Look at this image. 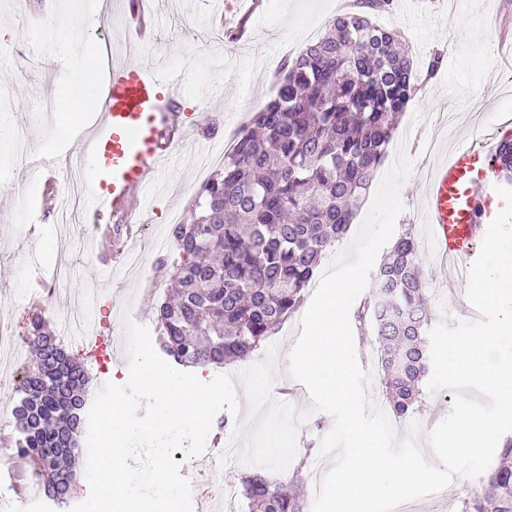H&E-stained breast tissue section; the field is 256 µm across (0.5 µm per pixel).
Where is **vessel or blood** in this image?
<instances>
[{"label": "vessel or blood", "instance_id": "obj_1", "mask_svg": "<svg viewBox=\"0 0 512 512\" xmlns=\"http://www.w3.org/2000/svg\"><path fill=\"white\" fill-rule=\"evenodd\" d=\"M179 82L178 73L151 60L111 66L102 111L83 138L81 164L89 172L111 170L112 179L105 196L89 180L88 208L108 205L124 223L136 222L160 158L182 137L181 116L163 93ZM492 155L486 148L457 146L424 184L426 222L442 256L457 270L467 269L482 225L494 217Z\"/></svg>", "mask_w": 512, "mask_h": 512}]
</instances>
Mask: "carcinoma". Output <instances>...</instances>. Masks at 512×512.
Returning <instances> with one entry per match:
<instances>
[{
	"instance_id": "1",
	"label": "carcinoma",
	"mask_w": 512,
	"mask_h": 512,
	"mask_svg": "<svg viewBox=\"0 0 512 512\" xmlns=\"http://www.w3.org/2000/svg\"><path fill=\"white\" fill-rule=\"evenodd\" d=\"M392 0H358L327 34L277 69L273 92L203 187L188 222L172 228L180 254L176 297L157 306L162 350L181 365L245 360L304 301L326 252L347 233L414 95L415 70L401 34L372 20ZM496 177L512 187V136L494 151ZM424 282L412 229L379 267L375 291L354 311L378 343L383 392L395 416L412 414L429 374ZM49 333L35 319L29 347L53 367ZM86 375L68 362L35 385L24 380L13 415L14 453L48 497L68 496L82 454ZM286 481L266 471L239 478L249 512H305ZM465 512H512V435Z\"/></svg>"
}]
</instances>
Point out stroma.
Instances as JSON below:
<instances>
[{
  "mask_svg": "<svg viewBox=\"0 0 512 512\" xmlns=\"http://www.w3.org/2000/svg\"><path fill=\"white\" fill-rule=\"evenodd\" d=\"M134 0H0V311L15 335L28 337L34 317L63 349L81 363L88 393L96 395L105 382L125 384L129 378L125 327L134 322L160 331L156 306L172 291L169 271L156 267L154 242L169 236L166 211L190 217L200 192L195 158L201 143H230L250 127L255 113L272 91L274 74L285 56H295L322 36L343 0H146L154 19L156 38L133 45L127 27ZM223 20L226 38L214 44L212 25ZM379 25L401 33L418 63L417 91L408 103L390 143L385 167H392L399 150L414 160L400 190L403 212L395 234L412 229L423 270L425 298L432 323L442 317L478 320L466 298V281L447 284V272L431 256L423 215L426 171L447 159L458 144L492 146L512 134V69L501 60L497 33L512 23V0H393L379 13ZM85 41L111 40L124 57H145L177 72L180 83L171 96L190 134L175 157L162 161V172L151 192L138 226L120 237L122 246L139 253L153 288L141 277L109 275L100 268L99 237L84 236L77 225L61 224L57 212L63 201V168L55 170V197L47 199L43 182H30L8 144L24 135L28 146L53 156L78 147V134L55 116L40 113L39 104L73 89L87 69V57L76 50L75 30ZM442 62L435 72L426 66L433 56ZM99 297L86 311L88 325L112 338L111 374L98 368L92 348L67 327L70 306L90 291ZM301 313L292 314L249 360L221 366H197L196 376L224 373L240 376L250 363L265 358L277 345L275 386L296 390L297 411L307 413L298 427L293 465L306 478L323 476L335 455H321L323 438L333 426L331 415L315 412L303 385L288 375L286 357L301 332ZM453 395L421 390L412 417L392 418L399 439L416 438L424 456L426 431L449 413ZM420 434H412L411 423ZM215 445L197 458L177 450L173 458L191 483L195 512L222 503L226 489L237 488L248 466L231 460L220 475L209 463Z\"/></svg>",
  "mask_w": 512,
  "mask_h": 512,
  "instance_id": "1",
  "label": "stroma"
}]
</instances>
